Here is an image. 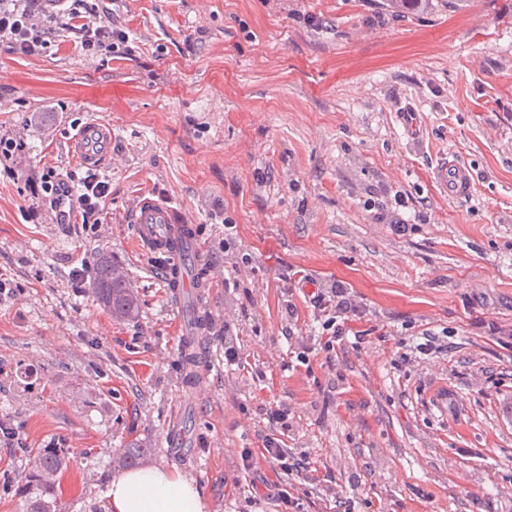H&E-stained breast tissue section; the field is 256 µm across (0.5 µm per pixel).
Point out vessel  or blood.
Instances as JSON below:
<instances>
[{
  "label": "vessel or blood",
  "instance_id": "b4317fda",
  "mask_svg": "<svg viewBox=\"0 0 512 512\" xmlns=\"http://www.w3.org/2000/svg\"><path fill=\"white\" fill-rule=\"evenodd\" d=\"M74 161L97 169L112 156V130L103 121L84 124L69 141ZM437 177L449 196L461 197L471 189V174L466 165L451 158L442 162ZM139 245L149 254L164 257L168 278L176 292L192 287L193 227L181 211L168 202L142 196L131 216Z\"/></svg>",
  "mask_w": 512,
  "mask_h": 512
}]
</instances>
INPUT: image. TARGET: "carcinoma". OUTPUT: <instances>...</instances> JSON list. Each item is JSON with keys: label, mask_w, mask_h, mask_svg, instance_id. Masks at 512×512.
<instances>
[{"label": "carcinoma", "mask_w": 512, "mask_h": 512, "mask_svg": "<svg viewBox=\"0 0 512 512\" xmlns=\"http://www.w3.org/2000/svg\"><path fill=\"white\" fill-rule=\"evenodd\" d=\"M112 258L101 256L95 267L90 292L94 299L117 320L135 317L139 309L138 294L127 281L112 278ZM152 449L133 440L112 458V463L133 467L151 455ZM31 466L25 474L23 512H60L56 485L67 468L70 457L63 448H38L30 453Z\"/></svg>", "instance_id": "cac0c4a2"}]
</instances>
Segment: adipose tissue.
Instances as JSON below:
<instances>
[{"label": "adipose tissue", "instance_id": "adipose-tissue-1", "mask_svg": "<svg viewBox=\"0 0 512 512\" xmlns=\"http://www.w3.org/2000/svg\"><path fill=\"white\" fill-rule=\"evenodd\" d=\"M107 497L109 512H205L207 508L192 480L154 465L116 469Z\"/></svg>", "mask_w": 512, "mask_h": 512}]
</instances>
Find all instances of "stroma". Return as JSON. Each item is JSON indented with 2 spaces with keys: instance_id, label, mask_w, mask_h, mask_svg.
<instances>
[{
  "instance_id": "stroma-1",
  "label": "stroma",
  "mask_w": 512,
  "mask_h": 512,
  "mask_svg": "<svg viewBox=\"0 0 512 512\" xmlns=\"http://www.w3.org/2000/svg\"><path fill=\"white\" fill-rule=\"evenodd\" d=\"M384 3L109 0L125 43L0 44V137L24 144L22 166L0 161V512H22L26 451L52 444L70 451L62 512H107L111 459L135 438L206 512H280L250 503L239 464L282 403L281 443L318 477L306 512L354 482L353 512H512V0ZM92 118L115 137L101 232L51 223L27 185L86 176L68 142ZM450 155L466 196L437 178ZM143 194L195 229L178 305L134 236ZM103 253L136 318L72 286ZM309 281L345 284L361 343L325 349ZM425 328L442 351L408 352ZM437 177L451 197L464 196L471 189V174L468 167L454 157L439 165Z\"/></svg>"
}]
</instances>
